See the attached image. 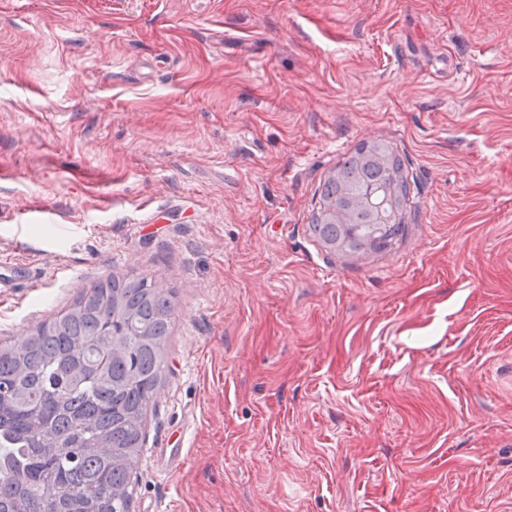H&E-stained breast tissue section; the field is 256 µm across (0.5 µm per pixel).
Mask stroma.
I'll return each instance as SVG.
<instances>
[{
	"mask_svg": "<svg viewBox=\"0 0 512 512\" xmlns=\"http://www.w3.org/2000/svg\"><path fill=\"white\" fill-rule=\"evenodd\" d=\"M404 238L311 237L361 141ZM0 342L178 311L132 512H512V0H0Z\"/></svg>",
	"mask_w": 512,
	"mask_h": 512,
	"instance_id": "obj_1",
	"label": "stroma"
}]
</instances>
